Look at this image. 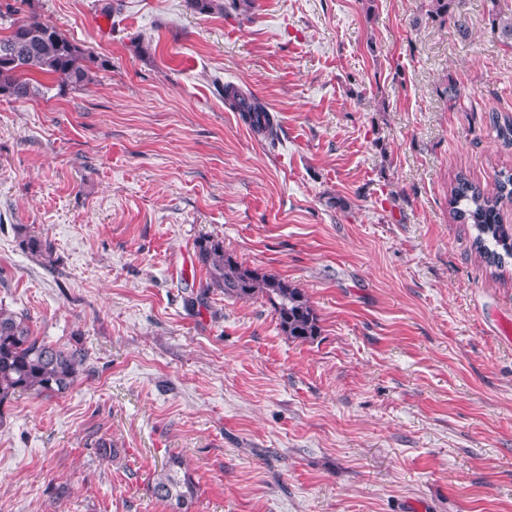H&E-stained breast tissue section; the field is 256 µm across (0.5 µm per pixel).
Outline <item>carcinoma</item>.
Returning <instances> with one entry per match:
<instances>
[{
    "label": "carcinoma",
    "instance_id": "1",
    "mask_svg": "<svg viewBox=\"0 0 512 512\" xmlns=\"http://www.w3.org/2000/svg\"><path fill=\"white\" fill-rule=\"evenodd\" d=\"M456 0H428V15L447 23L454 18ZM109 68V61L94 55L57 27L31 14L12 21L0 34V96L27 100L44 91L84 90L94 83L97 73ZM54 80V85L41 78ZM224 102L239 113L241 121L256 136L275 142L280 124L275 113L258 98L234 86L224 89ZM497 194L490 198L462 174L450 190L448 207L454 220L476 230L475 250L489 266L496 268L512 258V230L501 223L500 209L512 204V174L500 173ZM198 263L205 268L206 284L190 291L184 308L195 312L207 305V295L220 290L239 299H261L269 304L277 325L288 340L312 343L321 336L320 317L306 293L287 280L247 267L224 251V243L201 237L195 243ZM87 352L78 343L60 346L34 335L31 318L0 305V411L15 396L32 393L54 396L68 391L86 371ZM183 460L169 457L152 487L162 501L174 503L175 512H188L194 498L189 476L178 477Z\"/></svg>",
    "mask_w": 512,
    "mask_h": 512
}]
</instances>
